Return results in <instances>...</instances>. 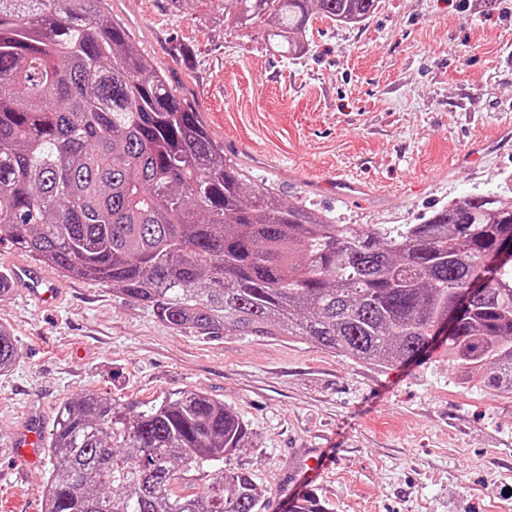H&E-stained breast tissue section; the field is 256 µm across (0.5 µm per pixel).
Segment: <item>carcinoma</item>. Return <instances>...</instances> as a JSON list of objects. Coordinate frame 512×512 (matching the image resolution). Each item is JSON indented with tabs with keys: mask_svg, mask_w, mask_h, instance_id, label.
<instances>
[{
	"mask_svg": "<svg viewBox=\"0 0 512 512\" xmlns=\"http://www.w3.org/2000/svg\"><path fill=\"white\" fill-rule=\"evenodd\" d=\"M224 24L267 25L290 57L321 15L360 24L380 0H216ZM108 287L189 336H291L389 369L444 341L475 387L512 398V191L420 224H334L248 184L205 122L131 43L106 0H0V240ZM21 356L0 323V375ZM235 410L184 389L145 402L81 393L47 444L44 512H261L234 465ZM197 494L174 484L204 466ZM290 512H324L309 495Z\"/></svg>",
	"mask_w": 512,
	"mask_h": 512,
	"instance_id": "obj_1",
	"label": "carcinoma"
}]
</instances>
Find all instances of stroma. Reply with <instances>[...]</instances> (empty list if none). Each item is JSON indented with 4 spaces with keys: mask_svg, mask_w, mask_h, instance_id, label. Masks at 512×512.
<instances>
[{
    "mask_svg": "<svg viewBox=\"0 0 512 512\" xmlns=\"http://www.w3.org/2000/svg\"><path fill=\"white\" fill-rule=\"evenodd\" d=\"M171 89L200 112L253 186L312 205L336 224L421 223L448 202L512 189V0H381L354 26L313 23L306 53L273 52L266 29L230 31L208 0H107ZM490 152L470 167L475 141ZM344 175L377 196L343 201ZM59 304L0 295L21 347L0 375V512H42L52 460L18 461L16 430L38 416L49 438L79 393L120 402L194 389L234 409L253 445L237 462L265 512H289L300 448L329 459L306 492L325 512H512V399L463 383L442 346L381 369L278 336L204 340L160 323L111 289L62 276Z\"/></svg>",
    "mask_w": 512,
    "mask_h": 512,
    "instance_id": "35a3bbf8",
    "label": "stroma"
}]
</instances>
